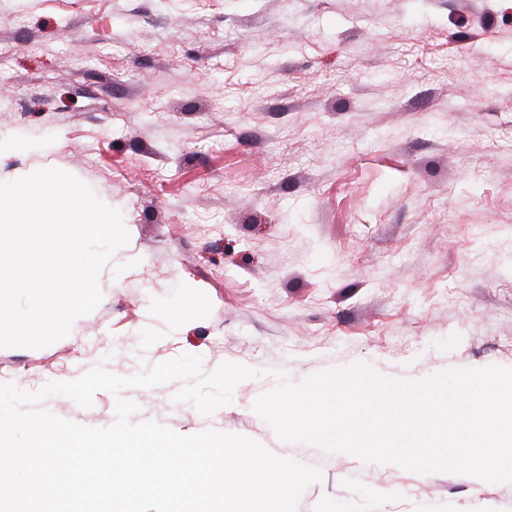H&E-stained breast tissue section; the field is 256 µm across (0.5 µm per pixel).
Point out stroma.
Segmentation results:
<instances>
[{"label": "stroma", "mask_w": 512, "mask_h": 512, "mask_svg": "<svg viewBox=\"0 0 512 512\" xmlns=\"http://www.w3.org/2000/svg\"><path fill=\"white\" fill-rule=\"evenodd\" d=\"M47 168L129 241L68 336L0 348V384L244 364L209 416L179 380L124 390L133 422L318 468L298 512H512V482L285 443L253 409L280 371L512 368V0H0V182Z\"/></svg>", "instance_id": "1"}]
</instances>
